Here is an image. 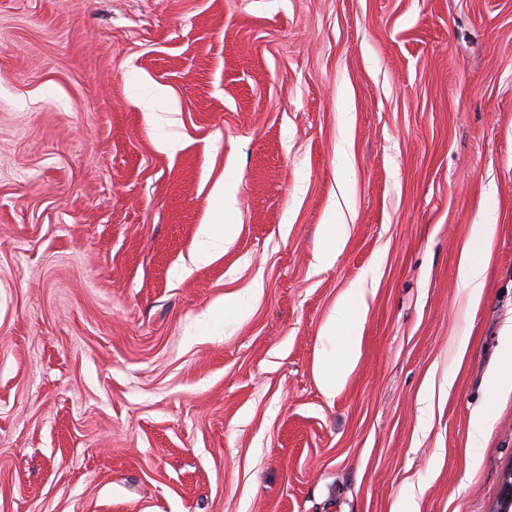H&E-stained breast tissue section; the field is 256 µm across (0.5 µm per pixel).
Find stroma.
<instances>
[{"mask_svg":"<svg viewBox=\"0 0 512 512\" xmlns=\"http://www.w3.org/2000/svg\"><path fill=\"white\" fill-rule=\"evenodd\" d=\"M508 324L512 0H0V512H495ZM234 214L229 192L225 190L224 203V186L219 187L215 192L211 213L205 222L204 234L206 237L212 242H217L231 236L236 230ZM496 224L491 218H485L482 224H474L470 245L464 250L459 268L460 282L467 288L473 301L479 302L485 285V265L474 256V248L486 249L492 243ZM364 310L363 301H347L342 304L339 317L326 327L325 333L333 339L335 349L319 360L318 371L322 388L328 395L336 394V389L341 386L350 370L361 335ZM502 365L489 376L488 385L491 392L512 388V325L502 331Z\"/></svg>","mask_w":512,"mask_h":512,"instance_id":"35a3bbf8","label":"stroma"}]
</instances>
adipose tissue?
<instances>
[{
  "label": "adipose tissue",
  "mask_w": 512,
  "mask_h": 512,
  "mask_svg": "<svg viewBox=\"0 0 512 512\" xmlns=\"http://www.w3.org/2000/svg\"><path fill=\"white\" fill-rule=\"evenodd\" d=\"M496 226L492 219H484L474 225L471 245L462 254L459 268L460 282L467 288L472 300H480L485 285V265L474 255L475 248H488L493 240ZM365 304L348 301L342 304L337 319L326 327L325 333L336 342L337 353L324 354L318 363L320 383L326 394H335L345 380L361 335Z\"/></svg>",
  "instance_id": "1"
}]
</instances>
